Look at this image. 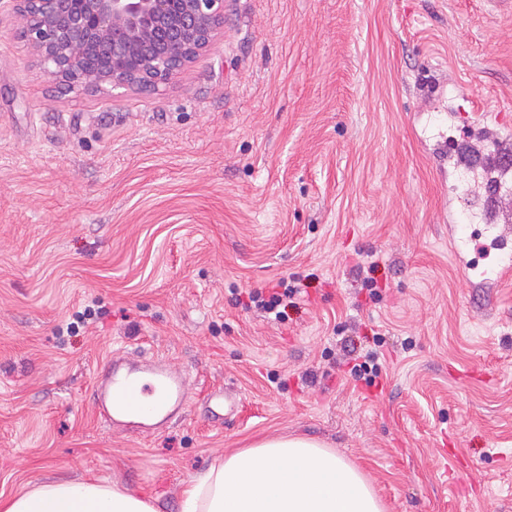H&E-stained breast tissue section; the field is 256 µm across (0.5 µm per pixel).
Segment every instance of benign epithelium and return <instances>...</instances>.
<instances>
[{"mask_svg": "<svg viewBox=\"0 0 512 512\" xmlns=\"http://www.w3.org/2000/svg\"><path fill=\"white\" fill-rule=\"evenodd\" d=\"M44 77L87 95L157 90L224 40V0H0Z\"/></svg>", "mask_w": 512, "mask_h": 512, "instance_id": "7a95c632", "label": "benign epithelium"}]
</instances>
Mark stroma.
<instances>
[{"mask_svg": "<svg viewBox=\"0 0 512 512\" xmlns=\"http://www.w3.org/2000/svg\"><path fill=\"white\" fill-rule=\"evenodd\" d=\"M512 0H227L156 91L61 93L0 19V495L186 484L264 437L356 466L384 512H512ZM302 290L276 322L238 303ZM383 339L375 385L335 358ZM180 371L158 433L95 415L113 355ZM232 392L214 424L201 400Z\"/></svg>", "mask_w": 512, "mask_h": 512, "instance_id": "obj_1", "label": "stroma"}]
</instances>
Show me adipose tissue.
Instances as JSON below:
<instances>
[{"label":"adipose tissue","instance_id":"1","mask_svg":"<svg viewBox=\"0 0 512 512\" xmlns=\"http://www.w3.org/2000/svg\"><path fill=\"white\" fill-rule=\"evenodd\" d=\"M0 512H157L136 492L57 481L0 497ZM183 512H382L360 471L302 437L262 438L215 461L184 491Z\"/></svg>","mask_w":512,"mask_h":512}]
</instances>
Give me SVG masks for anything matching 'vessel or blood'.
Masks as SVG:
<instances>
[{
  "mask_svg": "<svg viewBox=\"0 0 512 512\" xmlns=\"http://www.w3.org/2000/svg\"><path fill=\"white\" fill-rule=\"evenodd\" d=\"M98 416L127 432L159 430L181 417L189 392L183 376L160 361L111 359L93 386ZM205 404L212 419L235 412L238 401L223 390L211 391Z\"/></svg>",
  "mask_w": 512,
  "mask_h": 512,
  "instance_id": "1",
  "label": "vessel or blood"
}]
</instances>
